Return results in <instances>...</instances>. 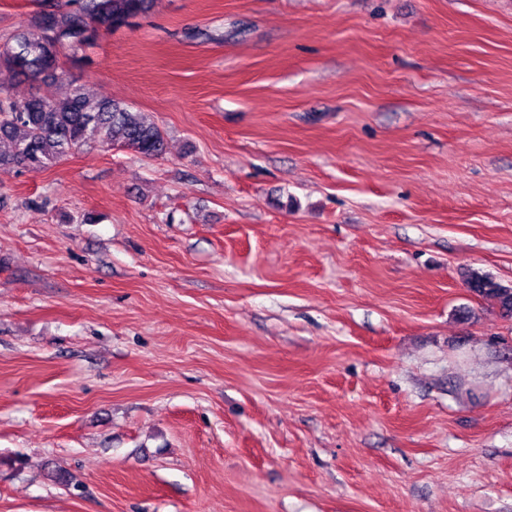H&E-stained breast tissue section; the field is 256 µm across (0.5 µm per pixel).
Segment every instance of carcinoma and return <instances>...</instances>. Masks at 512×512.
I'll return each instance as SVG.
<instances>
[{
    "label": "carcinoma",
    "instance_id": "carcinoma-1",
    "mask_svg": "<svg viewBox=\"0 0 512 512\" xmlns=\"http://www.w3.org/2000/svg\"><path fill=\"white\" fill-rule=\"evenodd\" d=\"M156 0H39L27 27L0 44V70L15 78L37 80L50 88L46 94L14 97L0 85V170L39 173L84 147L121 146L145 158L166 154L161 128L143 112L106 94L88 96L69 81L62 58L81 65L87 57L78 51L91 47L100 32L86 23L104 17L117 31L148 16ZM463 284L477 297L494 303L512 317V285H504L475 269L465 271Z\"/></svg>",
    "mask_w": 512,
    "mask_h": 512
}]
</instances>
